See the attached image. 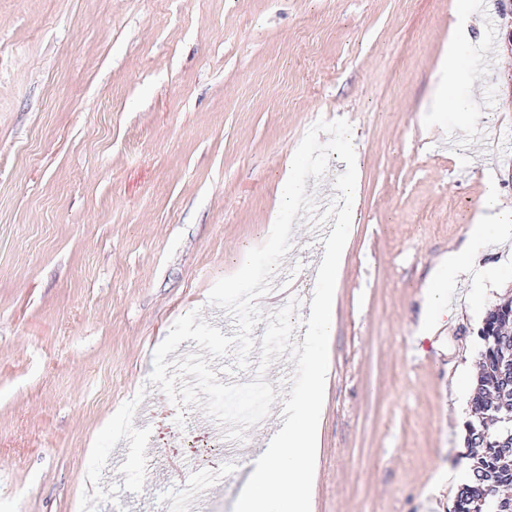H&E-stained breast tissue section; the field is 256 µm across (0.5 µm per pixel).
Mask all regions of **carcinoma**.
I'll return each instance as SVG.
<instances>
[{
	"instance_id": "cac0c4a2",
	"label": "carcinoma",
	"mask_w": 512,
	"mask_h": 512,
	"mask_svg": "<svg viewBox=\"0 0 512 512\" xmlns=\"http://www.w3.org/2000/svg\"><path fill=\"white\" fill-rule=\"evenodd\" d=\"M480 372L473 381L464 442L473 463L451 512H512V299L491 308L479 330Z\"/></svg>"
}]
</instances>
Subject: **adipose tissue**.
Here are the masks:
<instances>
[{
    "label": "adipose tissue",
    "mask_w": 512,
    "mask_h": 512,
    "mask_svg": "<svg viewBox=\"0 0 512 512\" xmlns=\"http://www.w3.org/2000/svg\"><path fill=\"white\" fill-rule=\"evenodd\" d=\"M444 79L435 105L436 111L467 112L471 109L469 99L455 95V88L463 81L464 69L456 49H449L443 65ZM512 224V207L502 205L494 189H486L480 212L462 248L450 252L435 272V278L449 283L466 274L474 260L480 255L489 240L499 238Z\"/></svg>",
    "instance_id": "adipose-tissue-1"
}]
</instances>
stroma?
<instances>
[{"label":"stroma","instance_id":"stroma-1","mask_svg":"<svg viewBox=\"0 0 512 512\" xmlns=\"http://www.w3.org/2000/svg\"><path fill=\"white\" fill-rule=\"evenodd\" d=\"M471 3L474 22L458 10ZM473 116L436 112L449 40ZM360 156L312 512H450L486 311L512 240L430 292L487 185L512 207V54L498 0H0V512H165L192 472L208 512L244 480L199 407L149 381L193 309L268 238L287 160L319 119ZM295 219V332L322 248ZM443 323L434 361L403 338ZM184 424H177V414Z\"/></svg>","mask_w":512,"mask_h":512}]
</instances>
